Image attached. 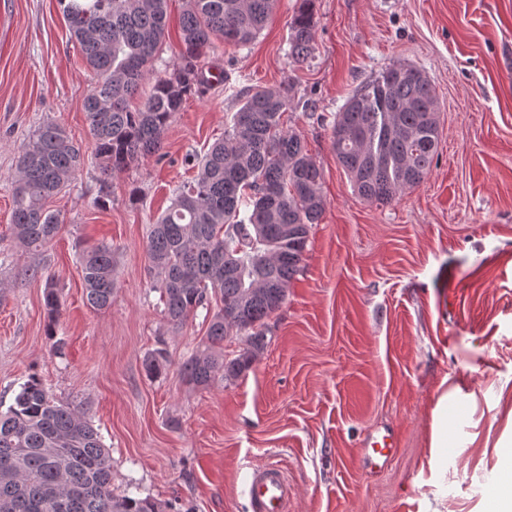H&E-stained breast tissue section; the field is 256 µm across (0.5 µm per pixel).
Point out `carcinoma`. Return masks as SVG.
<instances>
[{
  "label": "carcinoma",
  "instance_id": "1",
  "mask_svg": "<svg viewBox=\"0 0 512 512\" xmlns=\"http://www.w3.org/2000/svg\"><path fill=\"white\" fill-rule=\"evenodd\" d=\"M168 0H60L70 37L95 83L85 101L94 160L105 176L161 149L173 115L208 85L204 65L222 39L250 43L277 0H186L177 61L159 70ZM288 56L296 64L314 52L312 0L290 21ZM149 92H143L146 84ZM291 86L247 91L214 143L197 160L195 177L180 186L150 225L148 272L160 293L166 325L177 332L198 310L206 339L182 364L186 382L206 388L246 373L267 346L268 320L284 303L299 272L312 225L326 207L322 172L301 136L284 126ZM434 89L418 68L390 64L363 84L337 113L331 146L357 194L388 205L428 174L437 156ZM84 154L55 121L40 125L18 147L11 236L38 252L60 232L62 218L46 207L83 167ZM87 305L112 306L115 257L97 244L79 257ZM48 334L61 311L53 285L45 292ZM239 336L233 357L224 341ZM169 365L159 348L144 358L151 377ZM167 512L150 497L112 487V459L80 404L55 399L32 375L0 411V512Z\"/></svg>",
  "mask_w": 512,
  "mask_h": 512
}]
</instances>
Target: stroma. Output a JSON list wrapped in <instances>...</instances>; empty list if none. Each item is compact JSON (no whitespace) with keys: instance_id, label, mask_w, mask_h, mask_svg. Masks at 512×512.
I'll list each match as a JSON object with an SVG mask.
<instances>
[{"instance_id":"1","label":"stroma","mask_w":512,"mask_h":512,"mask_svg":"<svg viewBox=\"0 0 512 512\" xmlns=\"http://www.w3.org/2000/svg\"><path fill=\"white\" fill-rule=\"evenodd\" d=\"M301 0L277 9L248 45L216 41L222 75L189 96L158 154L103 177L84 102L94 84L58 0H0V405L37 375L87 408L120 493L174 512H248L252 469L280 465L288 512H497L512 468V0H314L315 51L288 58ZM422 70L441 105L438 155L392 204L360 198L330 125L386 65ZM293 86L288 126L323 171L326 210L270 320L269 343L232 382L188 386L181 365L205 338L203 316L170 333L150 284L147 228L232 120L239 96ZM53 120L87 160L48 202L64 224L41 251L10 235L17 147ZM115 251L105 311L83 298L79 257ZM39 266L36 277L25 276ZM62 304L47 334L45 283ZM166 346L152 378L145 355ZM448 400V445L431 447ZM394 438L382 467L368 442Z\"/></svg>"}]
</instances>
